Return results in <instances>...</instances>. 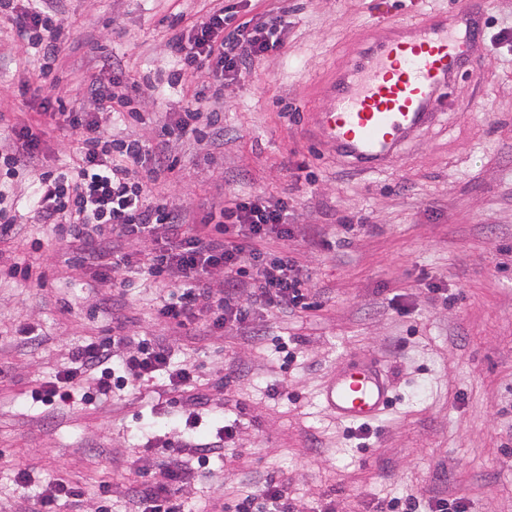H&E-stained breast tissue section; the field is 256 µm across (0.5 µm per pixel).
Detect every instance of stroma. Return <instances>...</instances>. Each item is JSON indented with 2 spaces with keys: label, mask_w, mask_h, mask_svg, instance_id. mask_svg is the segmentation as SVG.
<instances>
[{
  "label": "stroma",
  "mask_w": 512,
  "mask_h": 512,
  "mask_svg": "<svg viewBox=\"0 0 512 512\" xmlns=\"http://www.w3.org/2000/svg\"><path fill=\"white\" fill-rule=\"evenodd\" d=\"M223 2L257 23L268 10L285 11L288 27L244 77L192 74L221 104L219 135L165 136L159 122L175 121L190 100L187 84L169 79L179 67L169 17L201 15L210 0H57L70 27L55 63L61 81L26 97L19 88L38 61L0 17V124L40 126L43 163H67L77 135L41 107L63 96L96 112L113 139L164 136L179 166L163 192L177 207L260 192L287 199L311 306L257 311L252 344L232 334L192 343L166 335L154 313L159 288L134 273L119 313L96 307L110 288L95 287L93 271L77 265L50 225L33 223L27 201L38 171L19 169L18 232L0 242V267L29 265L46 278H0V512L31 510L32 489L14 481L18 467L84 487L80 507L56 512H91L105 481L112 512H131L129 489L181 435V409L160 376L106 401L52 410L32 399L68 348L110 337L117 321L126 335L166 338L176 362L193 366L207 397L198 440L218 422L238 425L234 447L185 488L190 512L268 478L288 481L304 502L334 495L346 512L432 487L463 497L470 512H512V0ZM472 6L483 12L474 67L449 89L447 112L389 167L346 166L316 141L322 85L354 50L388 26ZM105 56L157 85L130 104L142 122L96 111L88 87ZM23 324L33 337L17 336ZM368 354L387 372L393 401L358 440L320 393L349 358ZM227 368L237 377L218 386Z\"/></svg>",
  "instance_id": "stroma-1"
}]
</instances>
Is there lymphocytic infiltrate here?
<instances>
[{
    "label": "lymphocytic infiltrate",
    "instance_id": "f902f5d3",
    "mask_svg": "<svg viewBox=\"0 0 512 512\" xmlns=\"http://www.w3.org/2000/svg\"><path fill=\"white\" fill-rule=\"evenodd\" d=\"M2 14L11 18L38 55L36 81L45 82L67 37L62 19L36 5L17 8L15 0H0ZM226 20L219 8L184 24L172 41L182 70L195 72L218 64L228 75H239L241 58L256 60L278 48L287 26L279 13L253 27L242 22L230 28ZM100 69L111 78L106 83L92 80L91 97L103 109L124 111L140 92L138 81L115 71L108 59L102 60ZM60 115L79 133V143L68 164L39 174L30 204L32 218L52 225L59 239L73 248L77 262L94 269L96 282L106 284L114 273L136 269L167 290L157 305L158 321L189 339L230 328L247 341L256 309L288 312L299 306L304 280L295 257L285 248L294 237L286 200L235 196L199 213L175 208L156 190L176 168L175 161L165 159L162 142L123 141L108 154L100 147L104 133L94 113L72 108ZM43 136V131L26 124L9 128L7 143L0 146V163L7 173L38 163ZM210 268L223 271L221 284L207 277ZM130 343V337L115 336L69 348L67 366L43 382L35 398L47 406L65 404L87 386L106 398L125 381L149 380L162 371L168 374L169 389L192 386V368L170 369L166 345L142 341L136 353L121 356ZM185 449V444H170L169 462L133 490L134 512H185L182 491L191 478ZM207 512L341 510L332 496L305 504L291 495L287 483L269 479L236 502L214 498ZM371 512H468V505L464 499L427 489L377 501Z\"/></svg>",
    "mask_w": 512,
    "mask_h": 512
}]
</instances>
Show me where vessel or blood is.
<instances>
[{
	"label": "vessel or blood",
	"instance_id": "obj_1",
	"mask_svg": "<svg viewBox=\"0 0 512 512\" xmlns=\"http://www.w3.org/2000/svg\"><path fill=\"white\" fill-rule=\"evenodd\" d=\"M482 30L472 12L402 22L354 52L328 81L317 113L320 142L365 171L384 170L403 146L448 107V89L467 67ZM322 398L337 419L368 424L392 402L378 362L355 358L337 370Z\"/></svg>",
	"mask_w": 512,
	"mask_h": 512
}]
</instances>
